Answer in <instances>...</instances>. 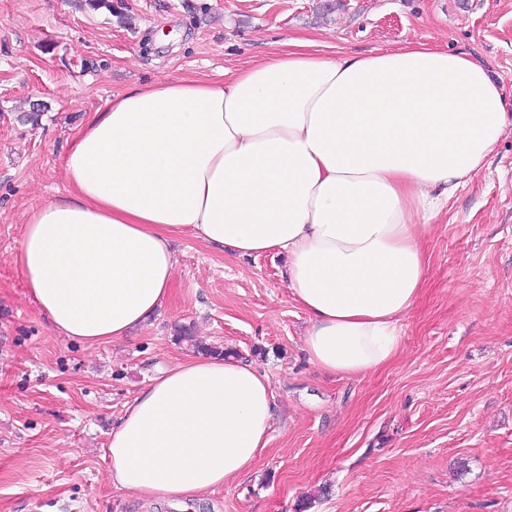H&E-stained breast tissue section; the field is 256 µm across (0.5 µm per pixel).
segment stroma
<instances>
[{
    "instance_id": "1",
    "label": "stroma",
    "mask_w": 512,
    "mask_h": 512,
    "mask_svg": "<svg viewBox=\"0 0 512 512\" xmlns=\"http://www.w3.org/2000/svg\"><path fill=\"white\" fill-rule=\"evenodd\" d=\"M0 0V512H512V126L426 242L399 354L368 375L313 366L277 251L175 243L169 302L116 343L60 336L13 256L29 210L63 195L92 112L136 85L212 81L292 37L333 56L409 41L465 53L512 104V0ZM250 355L274 396L250 475L197 502L114 487L126 406L194 357L182 329ZM263 356H253V348Z\"/></svg>"
}]
</instances>
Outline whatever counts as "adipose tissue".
Returning <instances> with one entry per match:
<instances>
[{
	"label": "adipose tissue",
	"instance_id": "adipose-tissue-1",
	"mask_svg": "<svg viewBox=\"0 0 512 512\" xmlns=\"http://www.w3.org/2000/svg\"><path fill=\"white\" fill-rule=\"evenodd\" d=\"M511 121L501 85L467 54L408 42L331 57L289 38L220 83L113 96L69 144L70 189L30 210L14 263L52 327L93 346L170 299L177 238L240 256L274 249L311 323L309 361L362 376L398 355L434 221ZM273 408L251 363L181 361L113 428L112 483L202 499L252 469Z\"/></svg>",
	"mask_w": 512,
	"mask_h": 512
}]
</instances>
